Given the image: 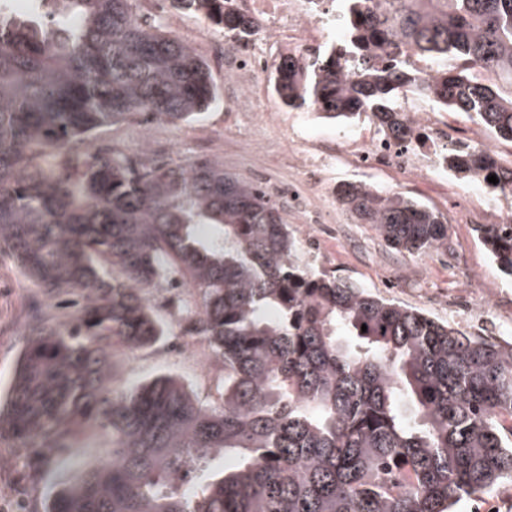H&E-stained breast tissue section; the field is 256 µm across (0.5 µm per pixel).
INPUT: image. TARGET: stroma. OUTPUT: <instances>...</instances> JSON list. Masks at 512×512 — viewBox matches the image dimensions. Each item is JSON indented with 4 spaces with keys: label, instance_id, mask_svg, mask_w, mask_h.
<instances>
[{
    "label": "stroma",
    "instance_id": "35a3bbf8",
    "mask_svg": "<svg viewBox=\"0 0 512 512\" xmlns=\"http://www.w3.org/2000/svg\"><path fill=\"white\" fill-rule=\"evenodd\" d=\"M137 12L159 22L165 33L199 54L204 51L201 34L221 33L199 15L154 9L147 0H139ZM264 110L265 135L272 140L333 147L379 135L368 117L350 124L327 123L317 119L312 110L282 105L273 95L268 96ZM159 132L156 149L165 151L169 162L178 165L209 158V143L218 137L224 144L220 160L225 171L241 181L258 183L262 172L283 185L295 177L288 168L268 162L263 153L245 151L243 143L253 134L251 124L243 116L225 111L220 102L199 121L163 122ZM348 182L402 193L445 215L476 206L492 217L512 201V194L491 192L478 181L456 179L444 185L428 178L406 182L387 170L357 167L343 155L327 169L325 185L335 188ZM324 210L326 221L313 225V240L300 242L305 259L318 269L470 333L476 330L473 311L479 291L490 288L495 293V307L490 313L494 325L512 323V277L493 263L473 225L449 224L447 254L412 255L388 247L370 225L356 223L337 199L325 201ZM28 295L27 283L16 265L8 255L1 254L0 393L6 392L13 380L23 340L20 310ZM176 305V298L169 292L156 295L152 306L156 317L166 323L167 334L134 351L116 349L114 385L127 388L170 373L181 377L202 401L219 403L223 363L215 362L210 368L196 366L188 359L174 357L168 349L171 337L182 331ZM96 443V437L90 436L70 448H20L12 440L0 438V512H42L53 491L73 483L85 464L98 463Z\"/></svg>",
    "mask_w": 512,
    "mask_h": 512
}]
</instances>
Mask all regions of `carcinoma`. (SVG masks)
Instances as JSON below:
<instances>
[{
  "label": "carcinoma",
  "instance_id": "1",
  "mask_svg": "<svg viewBox=\"0 0 512 512\" xmlns=\"http://www.w3.org/2000/svg\"><path fill=\"white\" fill-rule=\"evenodd\" d=\"M5 2L0 251L36 292L0 436L67 448L95 434L112 459L43 512H453L512 481V342L316 269L266 192L216 161L97 146L103 128L142 114L192 122L217 98L208 61L140 19L136 0H36L21 18ZM172 2L249 34L226 0ZM344 23L348 44L280 58L271 86L285 106L333 123L364 114L400 138L396 99L418 91L512 143V95L474 74L512 84V0H352ZM409 51L462 67L422 75L403 66ZM448 168L512 193V168L476 147L448 151ZM336 195L394 249H448L439 211L361 182ZM475 231L512 276V222ZM175 272L201 296L182 309L186 332L224 363L218 406L172 375L112 387L114 346L164 336L151 296Z\"/></svg>",
  "mask_w": 512,
  "mask_h": 512
}]
</instances>
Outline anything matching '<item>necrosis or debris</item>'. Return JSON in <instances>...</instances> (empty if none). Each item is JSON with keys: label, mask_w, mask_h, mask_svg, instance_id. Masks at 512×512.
Listing matches in <instances>:
<instances>
[{"label": "necrosis or debris", "mask_w": 512, "mask_h": 512, "mask_svg": "<svg viewBox=\"0 0 512 512\" xmlns=\"http://www.w3.org/2000/svg\"><path fill=\"white\" fill-rule=\"evenodd\" d=\"M236 12L253 25L251 35L225 38L213 53L224 66V82L230 93L224 106L231 112H256L262 89L271 82L278 52L297 54L322 44L336 19L334 0H229ZM409 134L401 140L375 138L350 145L348 155L365 167H390L403 178L416 180L445 177L448 145L436 108L408 110ZM264 153L299 172H321L328 158L294 144L263 141Z\"/></svg>", "instance_id": "1"}]
</instances>
